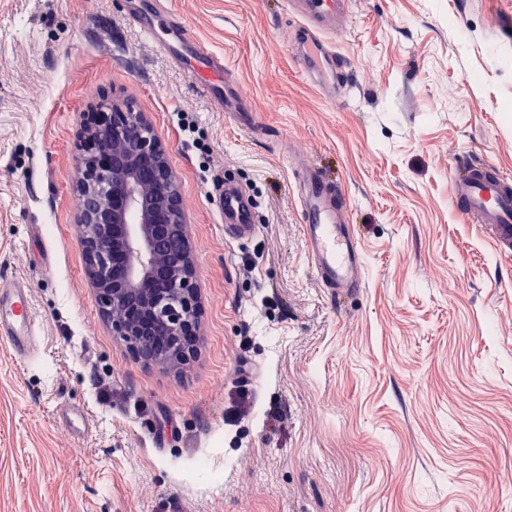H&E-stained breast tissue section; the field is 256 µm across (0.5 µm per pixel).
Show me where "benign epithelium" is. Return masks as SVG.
Masks as SVG:
<instances>
[{
  "label": "benign epithelium",
  "mask_w": 512,
  "mask_h": 512,
  "mask_svg": "<svg viewBox=\"0 0 512 512\" xmlns=\"http://www.w3.org/2000/svg\"><path fill=\"white\" fill-rule=\"evenodd\" d=\"M79 169L82 252L112 335L137 359L183 363L200 306L182 199L141 113L103 103L85 115Z\"/></svg>",
  "instance_id": "7a95c632"
}]
</instances>
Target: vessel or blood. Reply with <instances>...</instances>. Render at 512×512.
Here are the masks:
<instances>
[{
  "label": "vessel or blood",
  "instance_id": "obj_1",
  "mask_svg": "<svg viewBox=\"0 0 512 512\" xmlns=\"http://www.w3.org/2000/svg\"><path fill=\"white\" fill-rule=\"evenodd\" d=\"M288 6L301 20L294 32V44L302 72L316 77L322 88L332 89L336 80L334 53L324 38L346 15L348 0H289ZM132 19L159 51L175 54V43L159 37L154 18L136 13ZM192 57L200 67L192 75L199 91L220 111L237 117L240 125H249L253 107L225 69L223 59L203 48L196 49ZM296 188L303 236L316 278L339 295L361 288L363 257L349 224L345 199L329 193L324 175L311 165L298 169ZM450 190L459 214L491 227L498 249H512V175L471 162L456 168ZM36 331L27 288L1 285L0 342L21 358L27 355Z\"/></svg>",
  "mask_w": 512,
  "mask_h": 512
}]
</instances>
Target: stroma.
Masks as SVG:
<instances>
[{
  "mask_svg": "<svg viewBox=\"0 0 512 512\" xmlns=\"http://www.w3.org/2000/svg\"><path fill=\"white\" fill-rule=\"evenodd\" d=\"M160 1L251 128L134 25ZM354 2L332 99L285 0H0V285L29 283L39 336L27 360L0 344V512H512V256L448 191L462 154L512 174V0ZM106 101L152 125L183 199L182 364L135 359L85 271L79 133ZM300 160L358 233L366 283L342 299L311 267ZM227 183L252 238L224 233ZM191 57L205 72L190 73L199 91L221 112L237 117L240 125L248 126L251 116L249 112H254L252 104L243 95L234 76L224 68V60L199 46L192 52Z\"/></svg>",
  "mask_w": 512,
  "mask_h": 512,
  "instance_id": "stroma-1",
  "label": "stroma"
}]
</instances>
